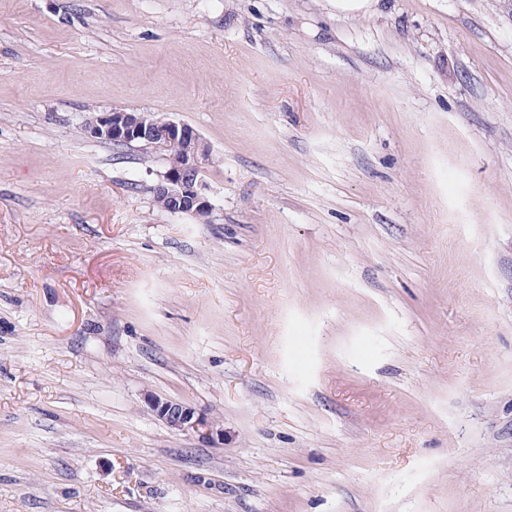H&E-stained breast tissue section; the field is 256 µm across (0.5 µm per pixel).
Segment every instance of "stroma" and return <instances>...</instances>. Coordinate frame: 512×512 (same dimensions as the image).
Segmentation results:
<instances>
[{"instance_id": "stroma-1", "label": "stroma", "mask_w": 512, "mask_h": 512, "mask_svg": "<svg viewBox=\"0 0 512 512\" xmlns=\"http://www.w3.org/2000/svg\"><path fill=\"white\" fill-rule=\"evenodd\" d=\"M0 512H512V0H0ZM85 136L128 148L149 149L162 157H177L153 186L155 205L170 214H191L207 222L213 210L211 186L202 174L213 152L192 126L151 112H90L81 121ZM170 211V212H169ZM147 402L151 410L173 430L197 435L203 441L223 444V426L206 414L181 403L154 396L148 397Z\"/></svg>"}]
</instances>
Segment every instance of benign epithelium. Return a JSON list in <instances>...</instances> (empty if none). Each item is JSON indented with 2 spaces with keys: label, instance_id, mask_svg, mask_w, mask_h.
I'll use <instances>...</instances> for the list:
<instances>
[{
  "label": "benign epithelium",
  "instance_id": "1",
  "mask_svg": "<svg viewBox=\"0 0 512 512\" xmlns=\"http://www.w3.org/2000/svg\"><path fill=\"white\" fill-rule=\"evenodd\" d=\"M85 136L128 148L149 149L163 157L174 156L177 166L165 170L154 191L168 201L174 215L191 214L207 221L213 210L211 186L203 173L213 152L192 126L151 112H90L82 119ZM151 410L170 428L194 434L204 441L224 444V428L206 414L171 400L150 396Z\"/></svg>",
  "mask_w": 512,
  "mask_h": 512
}]
</instances>
